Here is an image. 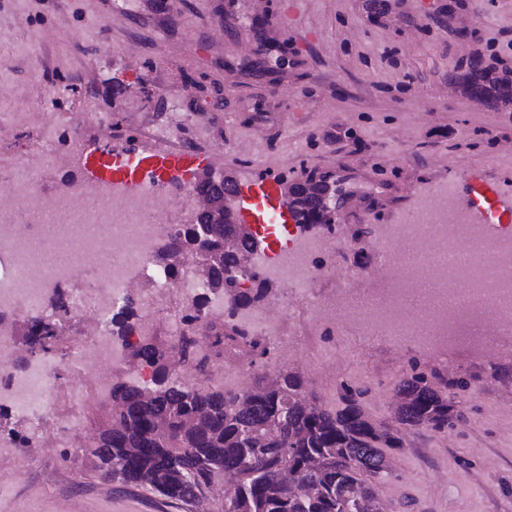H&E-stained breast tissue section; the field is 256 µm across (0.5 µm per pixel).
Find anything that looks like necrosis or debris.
<instances>
[{
	"mask_svg": "<svg viewBox=\"0 0 512 512\" xmlns=\"http://www.w3.org/2000/svg\"><path fill=\"white\" fill-rule=\"evenodd\" d=\"M57 162L48 148L0 176V366L9 369L0 388L10 408L35 425L52 426L60 443L81 434L87 394L108 410L116 374L149 379L133 351L156 331L155 306L177 298L168 328L179 336L191 327L205 332L223 318L228 302L223 293L208 292L199 250L171 220L184 205L202 208L197 190L119 194L84 185L49 193L41 182ZM455 199L454 183H443L424 201L429 221L409 217L386 225L376 243L384 263L363 264L347 281L318 260L321 253L353 247L352 240L337 238L332 224L313 235L287 232L275 246L247 254L242 287L266 282L275 290L237 311V320L292 365L304 362L306 342L283 335L282 326L301 308L316 326L427 350L452 348L453 329L465 318L473 351L495 357L512 343V313L500 306L501 299L512 300V226L488 235L483 225L469 223ZM133 267L141 269L140 279L129 278ZM331 277L339 288L322 291L321 282ZM65 285V305L54 309L48 290ZM129 299L143 315L120 347L106 322ZM48 318L57 322L55 339L81 372L77 383L64 385L58 365L30 358L26 336Z\"/></svg>",
	"mask_w": 512,
	"mask_h": 512,
	"instance_id": "obj_1",
	"label": "necrosis or debris"
}]
</instances>
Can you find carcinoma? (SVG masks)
<instances>
[{
	"label": "carcinoma",
	"mask_w": 512,
	"mask_h": 512,
	"mask_svg": "<svg viewBox=\"0 0 512 512\" xmlns=\"http://www.w3.org/2000/svg\"><path fill=\"white\" fill-rule=\"evenodd\" d=\"M460 79L490 103L512 102V81L490 65L470 63ZM206 200L187 241L209 256L210 291L230 296L234 308L247 306L252 298L238 288L240 256L224 250L234 225L213 207L214 194ZM135 315L126 305L112 316L119 338ZM52 338L51 326L36 325L30 352L47 349ZM233 343L248 346L255 363L272 355L266 340L230 316L204 336L188 331L176 347L186 369L207 377ZM167 353L164 336L138 346L150 380H116L110 423L77 449L117 490L157 494L161 512H384L378 480L389 474V452L424 431L444 435L462 418L440 383L415 369L395 386L394 414L383 422L366 413L365 391L344 381L337 407L308 398L306 379L286 369L256 376L244 392L190 385L169 368Z\"/></svg>",
	"instance_id": "carcinoma-1"
}]
</instances>
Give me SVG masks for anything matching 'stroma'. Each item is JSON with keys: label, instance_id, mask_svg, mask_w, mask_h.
<instances>
[{"label": "stroma", "instance_id": "obj_1", "mask_svg": "<svg viewBox=\"0 0 512 512\" xmlns=\"http://www.w3.org/2000/svg\"><path fill=\"white\" fill-rule=\"evenodd\" d=\"M153 2L0 0V123L28 115L0 140V176L50 143L61 158H79L99 138L96 124L51 138L42 129L60 115L95 112L112 124L104 147L113 155L129 131L152 139L163 131L167 144L204 156L230 142L219 174L370 169L373 180L357 188L378 213L345 224L361 253L430 187L467 170L512 196V118L456 78L473 56L512 62V0H462L451 12L448 0H394L383 12L361 0H303L286 32L273 0H237L230 16L224 0H182L183 16L168 18ZM338 124L348 136L335 144L325 133ZM391 183L398 192L387 201ZM308 352L318 365L335 355L340 379L364 388L363 406L378 421L392 414L378 389L411 367L453 383L463 421L392 454L379 484L385 512H512V353L486 363L465 346L445 355L395 343L370 349L339 335ZM0 426L21 437L0 455V512H70L75 499L82 512H159L155 495L115 493L75 461L80 439L49 454L25 417L9 413Z\"/></svg>", "mask_w": 512, "mask_h": 512}]
</instances>
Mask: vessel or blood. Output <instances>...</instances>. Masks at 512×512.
<instances>
[{
  "mask_svg": "<svg viewBox=\"0 0 512 512\" xmlns=\"http://www.w3.org/2000/svg\"><path fill=\"white\" fill-rule=\"evenodd\" d=\"M131 143L127 153L112 157L100 153L95 143H88L84 160L76 163L69 177L71 184L89 183L121 192L185 184L200 190L215 188L224 199L226 223L249 231L262 224L287 223L296 209L315 213L321 208L322 187H310L300 179L282 182L278 169H266L257 181L248 184L232 169L220 176L211 173L204 156L160 147L137 134ZM511 214L512 198L497 195L487 206L473 211L471 220L491 231L503 216Z\"/></svg>",
  "mask_w": 512,
  "mask_h": 512,
  "instance_id": "b4317fda",
  "label": "vessel or blood"
}]
</instances>
